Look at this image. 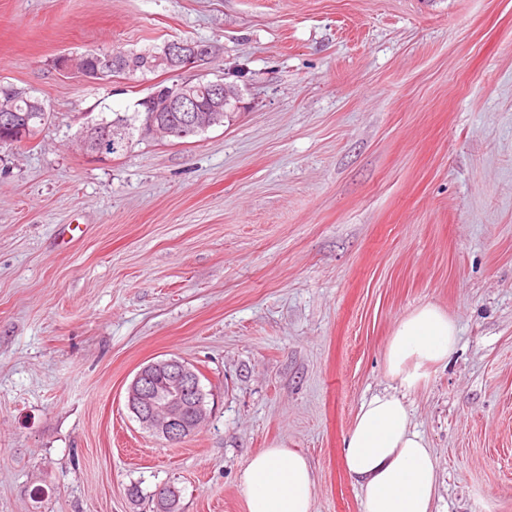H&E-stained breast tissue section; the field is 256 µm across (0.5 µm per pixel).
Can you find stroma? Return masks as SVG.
<instances>
[{"label":"stroma","mask_w":512,"mask_h":512,"mask_svg":"<svg viewBox=\"0 0 512 512\" xmlns=\"http://www.w3.org/2000/svg\"><path fill=\"white\" fill-rule=\"evenodd\" d=\"M191 39L246 107L186 140L81 149L160 75L54 61ZM0 83L51 116L0 147V512H246L243 470L303 454L312 512H363L342 461L392 386L398 322L454 319L406 391L435 512H512V0H0ZM194 365L208 420L172 445L126 403ZM138 495H131V488Z\"/></svg>","instance_id":"stroma-1"}]
</instances>
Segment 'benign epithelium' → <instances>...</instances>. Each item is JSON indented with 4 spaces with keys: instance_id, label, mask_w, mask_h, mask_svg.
<instances>
[{
    "instance_id": "obj_1",
    "label": "benign epithelium",
    "mask_w": 512,
    "mask_h": 512,
    "mask_svg": "<svg viewBox=\"0 0 512 512\" xmlns=\"http://www.w3.org/2000/svg\"><path fill=\"white\" fill-rule=\"evenodd\" d=\"M211 61L210 48L202 44L168 41L163 63L176 72L202 67ZM195 87L189 82L176 91L156 90L148 99L151 112H184L192 127L209 129L221 121L223 112L244 109L243 94L235 84L214 82L209 86V108L195 107ZM203 391L196 370L178 359H160L145 365L127 389V405L142 426L174 444L191 436L206 419ZM159 512H175L179 491L162 485L155 493Z\"/></svg>"
}]
</instances>
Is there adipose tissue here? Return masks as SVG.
<instances>
[{
  "label": "adipose tissue",
  "mask_w": 512,
  "mask_h": 512,
  "mask_svg": "<svg viewBox=\"0 0 512 512\" xmlns=\"http://www.w3.org/2000/svg\"><path fill=\"white\" fill-rule=\"evenodd\" d=\"M457 345L455 322L432 304L394 329L385 362L400 389L365 400L344 438V465L362 492L363 512H433L437 466L403 392L424 380L430 365L447 362ZM312 491L307 459L290 448L257 451L242 474L247 512H312Z\"/></svg>",
  "instance_id": "1"
}]
</instances>
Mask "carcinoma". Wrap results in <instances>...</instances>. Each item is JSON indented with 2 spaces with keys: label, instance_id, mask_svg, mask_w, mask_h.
Instances as JSON below:
<instances>
[{
  "label": "carcinoma",
  "instance_id": "cac0c4a2",
  "mask_svg": "<svg viewBox=\"0 0 512 512\" xmlns=\"http://www.w3.org/2000/svg\"><path fill=\"white\" fill-rule=\"evenodd\" d=\"M161 51V45L151 44L139 51H89L77 56L76 71L87 77L95 70L103 67L112 69V75H134L140 73L146 75L158 71L170 72V69L157 63V54ZM13 105L20 109L16 113L14 125V140L21 142L31 136L35 130L44 125L48 119V113L40 111L45 105L43 99L27 88L17 87L12 84L0 85V116L4 109ZM148 104L140 99L136 103V109L132 113L114 112L112 116L103 117L101 120L88 125L82 132V146L88 153H97L98 129L104 125H121L128 130L129 138H134L140 127L149 118H154L157 125L172 132V138L184 140L202 134L200 130H193L184 126V113L182 112H147Z\"/></svg>",
  "mask_w": 512,
  "mask_h": 512
}]
</instances>
